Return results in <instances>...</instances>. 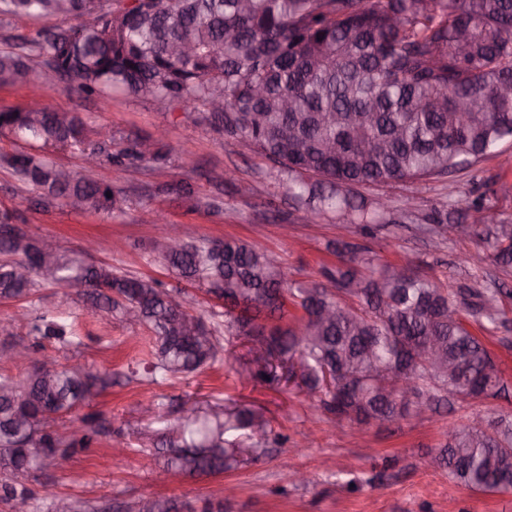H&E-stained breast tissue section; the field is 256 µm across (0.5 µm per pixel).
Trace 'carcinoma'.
<instances>
[{
  "mask_svg": "<svg viewBox=\"0 0 512 512\" xmlns=\"http://www.w3.org/2000/svg\"><path fill=\"white\" fill-rule=\"evenodd\" d=\"M76 15H93L95 23L75 30L62 22L14 36L16 50L0 54V86L50 64L66 87L87 97L121 91L201 105L215 130L271 162L279 185L314 218L333 212L371 232L393 201L362 199L358 189L474 171L512 143V0H144L130 10L124 0H0L1 22ZM217 99L219 112L211 109ZM0 131L58 149L79 142L84 123L71 112L17 108L0 110ZM144 156L134 139L107 160L125 166ZM0 160L49 203L78 213L120 207L119 193L73 175L45 153ZM8 219L0 221V297L27 298L39 283L60 280L84 289L95 311H118L148 326L153 382L221 357L215 329L172 304L179 289L107 264L109 291H102L98 269L60 246L51 273L18 277L17 268L40 264L39 240L18 250ZM468 235L486 243L496 262L512 264L511 221L489 212ZM332 247L341 265L324 271L327 283L295 287L276 257L238 240H224L220 255L203 239L154 257L223 300L227 329L266 342L270 360L255 378L271 381L280 369L291 379L297 363L298 386L323 395L324 408L338 419L395 423L447 397L488 399L505 390L501 370L448 289L346 242ZM466 293L480 329L503 324L494 294ZM290 300L304 312L301 323L267 327ZM324 308L333 318L314 319ZM29 334L66 342L74 330L61 317L36 315ZM427 340L444 359L441 372L413 354ZM408 381L414 399L405 403L400 393ZM103 387L81 367H56L48 380L37 371L20 379L0 374V467L20 475L91 447L103 426L73 413ZM65 417L80 420V437L52 428ZM254 425L252 411L228 408L204 431L183 427L162 449L164 466L188 477L232 470L243 449L226 434L248 430L252 438ZM439 460L472 491L511 492L512 419L477 416L448 428ZM0 497L32 500L28 489L7 480ZM170 502L141 500L135 512H170Z\"/></svg>",
  "mask_w": 512,
  "mask_h": 512,
  "instance_id": "carcinoma-1",
  "label": "carcinoma"
}]
</instances>
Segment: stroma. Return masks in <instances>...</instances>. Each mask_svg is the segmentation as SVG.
<instances>
[{"label":"stroma","mask_w":512,"mask_h":512,"mask_svg":"<svg viewBox=\"0 0 512 512\" xmlns=\"http://www.w3.org/2000/svg\"><path fill=\"white\" fill-rule=\"evenodd\" d=\"M38 98L51 110L74 112L85 122L83 140L95 130L113 133L106 152L115 154L129 140L164 130L167 164L146 159L128 167L104 163L102 185L121 191L125 204L112 214L83 215L69 208L44 206L41 193L17 180L0 161V214L33 237H55L68 251L86 239L97 242L90 260L109 263L121 274L155 279L162 287H182L193 314L216 329L223 359L186 377L152 382L143 367L150 360V331L120 314H96L80 292L63 295L42 284L26 299H0V318L25 309L34 314L62 313L75 322L78 338L65 346L42 341L37 353L62 365H81L108 380L99 397L78 410L97 414L104 431L92 448L76 453L68 471L46 466L18 476L34 495L33 512H52L43 485L73 501L78 512H123L127 503L167 496L202 512L205 503L223 502L224 512H512V493L473 492L456 485L434 457L449 427L468 423L473 413L512 416V267L497 266L482 244L453 236L449 225L429 221L432 210L451 208V222L476 223L475 201L512 218V145L461 172L427 182H404L365 189L366 197L385 194L411 202L418 218L379 225L374 234L334 217L311 219L274 187L270 162L238 141L217 132L202 109L173 100L116 92L81 97L64 88H43L35 78L0 86V109L18 108ZM191 185V195L172 192V184ZM162 210L166 224L180 225L186 240L239 239L279 256L298 283L319 282L336 266L327 245L349 242L380 262L407 265L447 288L455 302L463 289L502 291L506 321L483 340L499 363L507 390L497 398L452 399L429 418L375 423L365 429L319 406L317 395L297 390L287 379H253L246 362L249 344L224 330L220 301L198 285L180 282L154 259L153 244L166 224L149 222L145 212ZM239 406L263 412L286 443L267 442L234 470L185 477L167 471L156 455L165 435L207 406ZM310 474L306 486L294 485L292 471ZM237 487L225 499V483Z\"/></svg>","instance_id":"1"}]
</instances>
